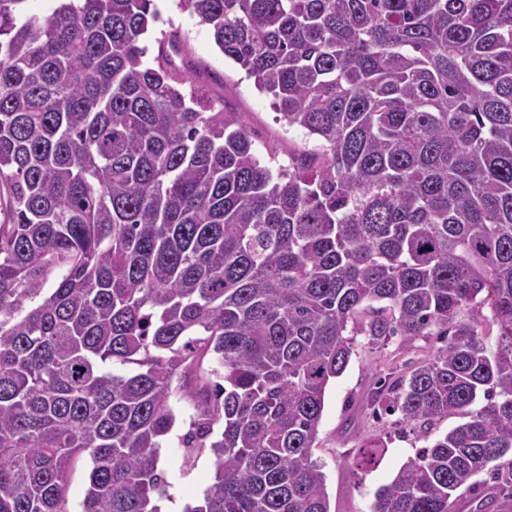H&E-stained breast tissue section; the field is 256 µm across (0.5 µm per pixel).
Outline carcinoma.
Returning <instances> with one entry per match:
<instances>
[{"label":"carcinoma","instance_id":"carcinoma-1","mask_svg":"<svg viewBox=\"0 0 512 512\" xmlns=\"http://www.w3.org/2000/svg\"><path fill=\"white\" fill-rule=\"evenodd\" d=\"M24 2L0 0V512H66L85 454L81 512H160L190 374L214 481L185 512H329L312 451L358 333L441 343L369 414L469 417L372 512H459L481 472L470 512H512V0H185L315 140L276 171L176 44L144 60L153 0ZM89 470L90 463L87 458H84L77 463L71 474L66 496L67 508L70 512H78L81 510L80 502L84 497L88 485Z\"/></svg>","mask_w":512,"mask_h":512}]
</instances>
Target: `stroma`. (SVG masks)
Masks as SVG:
<instances>
[{
    "mask_svg": "<svg viewBox=\"0 0 512 512\" xmlns=\"http://www.w3.org/2000/svg\"><path fill=\"white\" fill-rule=\"evenodd\" d=\"M155 5L159 19L144 37L149 55H156L159 41L179 43L183 53L177 57V65L189 66V75L205 101L237 113L253 137L261 162L272 159L284 166L292 153L313 147V140L301 129L277 121L270 96L256 90L244 71L224 57L209 26L191 15L184 0H155ZM435 344L431 336L409 342L396 337L378 348L369 345L367 337L356 336L347 368L327 386L313 448V457L325 475L330 512H372L379 488L391 482L417 449L428 445V438L412 426L393 416L372 417L365 405L377 377L403 374L429 359ZM172 406L176 423L159 450V467L171 484L168 499L160 503L161 512H182L185 505L200 501L213 481L209 456H200L191 466L184 463L179 437L194 412L189 394H176ZM370 440L383 441V453L375 465L364 470L354 468L360 446Z\"/></svg>",
    "mask_w": 512,
    "mask_h": 512,
    "instance_id": "obj_1",
    "label": "stroma"
}]
</instances>
